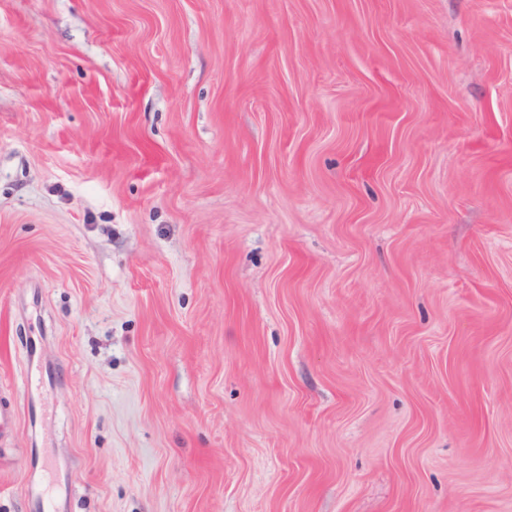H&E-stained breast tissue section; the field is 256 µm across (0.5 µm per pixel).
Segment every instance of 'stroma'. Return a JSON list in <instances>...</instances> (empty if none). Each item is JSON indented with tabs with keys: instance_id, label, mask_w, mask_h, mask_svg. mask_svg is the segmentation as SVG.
<instances>
[{
	"instance_id": "stroma-1",
	"label": "stroma",
	"mask_w": 512,
	"mask_h": 512,
	"mask_svg": "<svg viewBox=\"0 0 512 512\" xmlns=\"http://www.w3.org/2000/svg\"><path fill=\"white\" fill-rule=\"evenodd\" d=\"M0 403V512H512V0H0Z\"/></svg>"
}]
</instances>
